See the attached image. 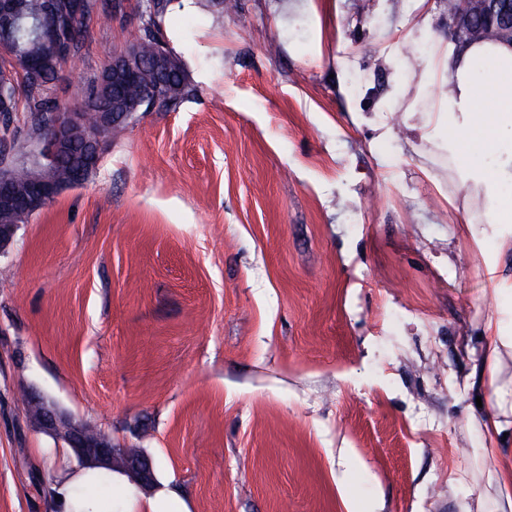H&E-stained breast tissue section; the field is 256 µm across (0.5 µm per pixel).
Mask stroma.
I'll list each match as a JSON object with an SVG mask.
<instances>
[{"instance_id":"stroma-1","label":"stroma","mask_w":512,"mask_h":512,"mask_svg":"<svg viewBox=\"0 0 512 512\" xmlns=\"http://www.w3.org/2000/svg\"><path fill=\"white\" fill-rule=\"evenodd\" d=\"M282 2L172 0L192 95L138 113L0 254V512H50L30 394L149 457L188 512H496L481 423L512 357L470 375L489 317L512 333V254L389 110L446 0H337L325 24ZM140 3L91 30L55 101L81 103Z\"/></svg>"}]
</instances>
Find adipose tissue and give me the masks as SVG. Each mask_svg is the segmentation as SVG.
Returning <instances> with one entry per match:
<instances>
[{
  "label": "adipose tissue",
  "mask_w": 512,
  "mask_h": 512,
  "mask_svg": "<svg viewBox=\"0 0 512 512\" xmlns=\"http://www.w3.org/2000/svg\"><path fill=\"white\" fill-rule=\"evenodd\" d=\"M423 111L407 108L404 117L423 141H432L442 127L462 141L459 165L466 167L473 187L483 189L489 205L485 223H512V196L497 185L512 181V45L481 41L467 45L438 41L430 44L421 67ZM121 487L118 498L94 495L97 487ZM52 512H187L170 489L139 494L123 473L95 466L60 474L50 480Z\"/></svg>",
  "instance_id": "ef3b65f1"
}]
</instances>
